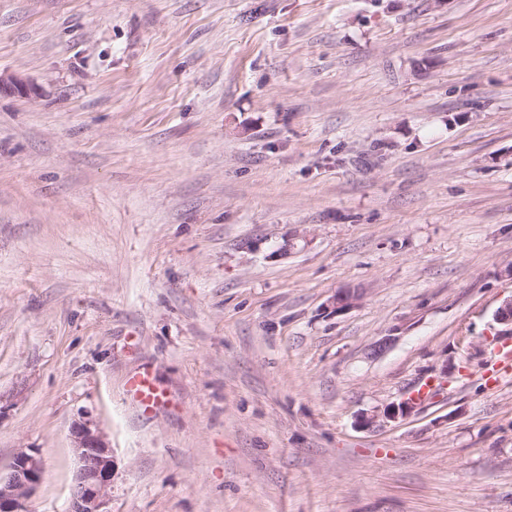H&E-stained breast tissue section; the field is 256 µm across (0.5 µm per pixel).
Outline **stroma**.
Instances as JSON below:
<instances>
[{
	"mask_svg": "<svg viewBox=\"0 0 512 512\" xmlns=\"http://www.w3.org/2000/svg\"><path fill=\"white\" fill-rule=\"evenodd\" d=\"M0 74L27 512L84 416L108 512H512V0H0ZM126 394L143 413H150L167 403L166 396L157 390L146 370L136 372L128 378ZM427 393V386L421 387V389L416 393L414 396L415 398L420 399L421 397L425 396ZM413 397H410L408 399L402 400L399 403H392L391 405L387 406L383 413L381 415L379 414H371L362 416V419L360 421V424L363 427L371 428L377 425L380 418L385 420H396L400 417L406 416L409 413L412 412V410L415 408L416 405V399Z\"/></svg>",
	"mask_w": 512,
	"mask_h": 512,
	"instance_id": "obj_1",
	"label": "stroma"
}]
</instances>
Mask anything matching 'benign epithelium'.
<instances>
[{
	"instance_id": "obj_1",
	"label": "benign epithelium",
	"mask_w": 512,
	"mask_h": 512,
	"mask_svg": "<svg viewBox=\"0 0 512 512\" xmlns=\"http://www.w3.org/2000/svg\"><path fill=\"white\" fill-rule=\"evenodd\" d=\"M35 88L25 81L0 76V95H29ZM410 397L387 406L382 414L362 417L366 428L379 420H396L415 408ZM74 449L79 460L75 483L71 490L69 512H106L105 504L112 489V450L100 432L88 420L76 421L71 427ZM43 464L40 457L26 451L16 454L5 470H0V512H27V503L42 481Z\"/></svg>"
}]
</instances>
